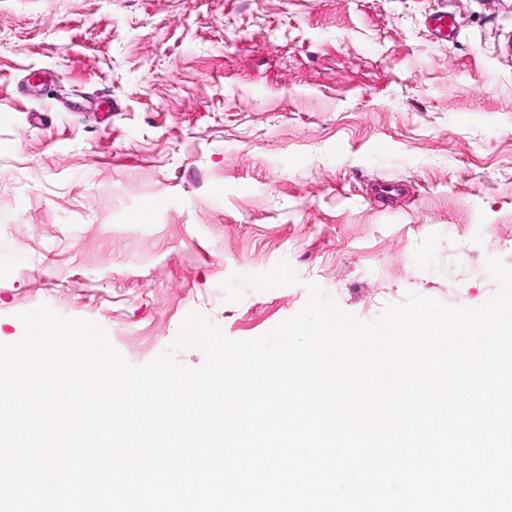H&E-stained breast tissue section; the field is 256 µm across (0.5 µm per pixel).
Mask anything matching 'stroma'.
Instances as JSON below:
<instances>
[{
	"mask_svg": "<svg viewBox=\"0 0 512 512\" xmlns=\"http://www.w3.org/2000/svg\"><path fill=\"white\" fill-rule=\"evenodd\" d=\"M510 27L512 0H0V343L45 304L142 366L189 312L253 339L311 282L365 321L482 305L512 267ZM426 23L430 34L440 41L453 42L459 32L455 15L448 11L429 14Z\"/></svg>",
	"mask_w": 512,
	"mask_h": 512,
	"instance_id": "1",
	"label": "stroma"
}]
</instances>
